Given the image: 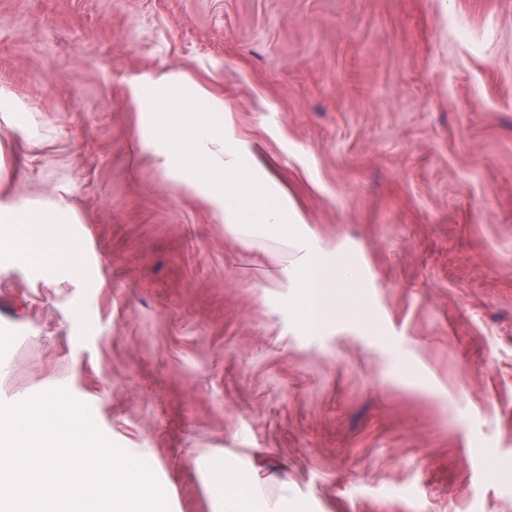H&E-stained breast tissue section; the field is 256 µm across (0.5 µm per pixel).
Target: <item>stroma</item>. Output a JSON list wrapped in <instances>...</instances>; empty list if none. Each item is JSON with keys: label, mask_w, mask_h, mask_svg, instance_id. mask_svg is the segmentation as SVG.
Segmentation results:
<instances>
[{"label": "stroma", "mask_w": 512, "mask_h": 512, "mask_svg": "<svg viewBox=\"0 0 512 512\" xmlns=\"http://www.w3.org/2000/svg\"><path fill=\"white\" fill-rule=\"evenodd\" d=\"M167 71L321 246L376 333L302 332L290 257L162 168ZM0 198L71 212L78 271L0 254V404L63 389L216 512L214 460L309 512H512V0H0Z\"/></svg>", "instance_id": "1"}]
</instances>
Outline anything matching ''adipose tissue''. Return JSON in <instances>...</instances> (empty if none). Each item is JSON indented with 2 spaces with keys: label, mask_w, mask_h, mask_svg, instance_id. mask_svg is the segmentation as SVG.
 Here are the masks:
<instances>
[{
  "label": "adipose tissue",
  "mask_w": 512,
  "mask_h": 512,
  "mask_svg": "<svg viewBox=\"0 0 512 512\" xmlns=\"http://www.w3.org/2000/svg\"><path fill=\"white\" fill-rule=\"evenodd\" d=\"M72 215L63 209H45L39 204L17 205L0 202V246L12 252L40 251L50 254L58 265L76 268L79 249L58 225L72 223ZM210 489L217 496L220 512H306V506L288 493H281L277 508L255 492V478L250 468L234 462L212 468L207 473Z\"/></svg>",
  "instance_id": "ef3b65f1"
}]
</instances>
